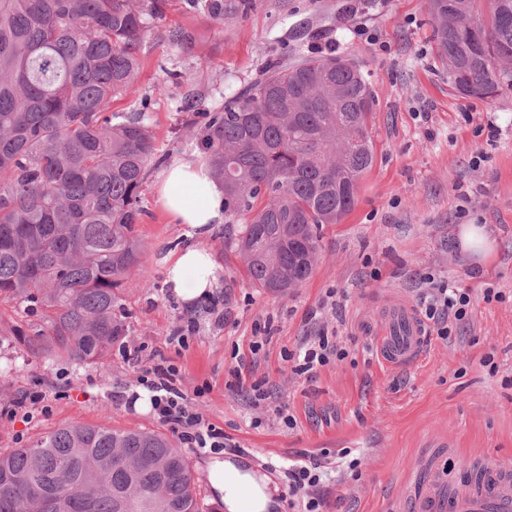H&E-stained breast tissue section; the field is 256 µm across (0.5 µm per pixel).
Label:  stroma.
<instances>
[{
  "mask_svg": "<svg viewBox=\"0 0 512 512\" xmlns=\"http://www.w3.org/2000/svg\"><path fill=\"white\" fill-rule=\"evenodd\" d=\"M341 2L224 0L217 20L174 0L163 26L142 40L137 99L148 101L159 152L169 159L199 157L187 144L184 98L221 107L271 60L316 56L327 42L370 73L376 161L353 210L324 227L310 278L285 293L251 287L219 229L206 242L223 268L218 286L212 298L184 308L162 264L183 230L162 209L160 172L151 170L145 215L135 227L147 261L132 271L134 286L123 295L128 334L102 363L31 357L14 337L26 315L0 302V399L37 387L51 394L48 411H34L31 420L0 417V452L72 422L162 430L130 398L140 370L170 357L188 402L230 440L224 456L279 487L289 462L320 460L332 475L319 489L325 512H387L413 482L415 463L426 460L459 475L474 460L512 467V91L489 103L450 89L428 0H354L347 19ZM173 24L194 30L191 51L165 40ZM357 25L366 36L354 34ZM299 26L320 39L296 41ZM172 72L181 74L180 83L170 82ZM137 99L113 108L134 110ZM463 224L484 225L493 242L488 258L455 248ZM424 272L471 289L472 316L449 341L427 329L419 361L386 368L367 346L386 329L384 311L416 307ZM489 286L506 290V298L485 302ZM213 306L223 322L210 314ZM190 316L200 329L175 350L169 338ZM322 328L347 358L330 361L310 380L294 374L286 352ZM240 381L265 383L269 398L253 405L236 391ZM285 413L292 425L283 423Z\"/></svg>",
  "mask_w": 512,
  "mask_h": 512,
  "instance_id": "obj_1",
  "label": "stroma"
}]
</instances>
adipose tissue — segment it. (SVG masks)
<instances>
[{
  "instance_id": "adipose-tissue-1",
  "label": "adipose tissue",
  "mask_w": 512,
  "mask_h": 512,
  "mask_svg": "<svg viewBox=\"0 0 512 512\" xmlns=\"http://www.w3.org/2000/svg\"><path fill=\"white\" fill-rule=\"evenodd\" d=\"M158 200L182 224L185 241L163 259L166 283L178 303L192 307L212 294L220 268L205 241L224 222V188L204 165L173 160L161 173ZM208 482L225 512H271L274 491L267 477L215 456L207 464Z\"/></svg>"
}]
</instances>
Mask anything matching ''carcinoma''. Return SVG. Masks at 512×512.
<instances>
[{"label": "carcinoma", "mask_w": 512, "mask_h": 512, "mask_svg": "<svg viewBox=\"0 0 512 512\" xmlns=\"http://www.w3.org/2000/svg\"><path fill=\"white\" fill-rule=\"evenodd\" d=\"M448 85L495 102L512 90V0H429ZM218 19L224 0H183ZM168 0H0V299L45 360L93 364L127 336L123 291L146 261L135 234L157 155L138 91L141 40ZM183 49L194 30L172 26ZM370 76L333 49L270 62L209 109L187 98L190 141L224 185V245L256 288L305 282L322 229L353 209L372 169ZM204 512L188 457L155 430L66 424L0 453V512Z\"/></svg>", "instance_id": "obj_1"}]
</instances>
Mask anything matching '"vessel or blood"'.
I'll return each mask as SVG.
<instances>
[{
	"label": "vessel or blood",
	"instance_id": "vessel-or-blood-1",
	"mask_svg": "<svg viewBox=\"0 0 512 512\" xmlns=\"http://www.w3.org/2000/svg\"><path fill=\"white\" fill-rule=\"evenodd\" d=\"M423 332L411 311H390L387 328L376 339L381 361L391 368L417 362L423 353ZM392 512H512V470L488 463L457 479L444 468H430L423 483L397 500Z\"/></svg>",
	"mask_w": 512,
	"mask_h": 512
}]
</instances>
